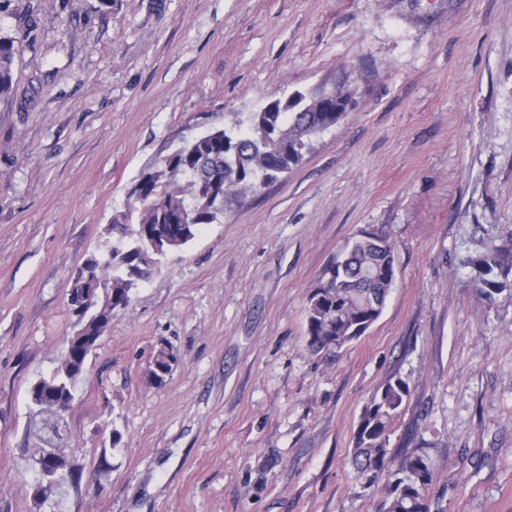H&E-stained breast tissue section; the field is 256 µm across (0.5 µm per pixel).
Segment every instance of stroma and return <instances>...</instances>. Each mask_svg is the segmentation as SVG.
Instances as JSON below:
<instances>
[{"instance_id": "obj_1", "label": "stroma", "mask_w": 512, "mask_h": 512, "mask_svg": "<svg viewBox=\"0 0 512 512\" xmlns=\"http://www.w3.org/2000/svg\"><path fill=\"white\" fill-rule=\"evenodd\" d=\"M31 17L0 98V512H375L354 434L398 378L391 446L430 458L431 512H512V287L482 299L463 265L512 248V0H0L1 24ZM339 84L357 104L302 163L226 200L114 312L68 418L79 482L36 503L28 386L127 189L183 141ZM362 232L391 238L396 284L364 336L312 354L307 296Z\"/></svg>"}]
</instances>
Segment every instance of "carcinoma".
<instances>
[{
    "label": "carcinoma",
    "instance_id": "cac0c4a2",
    "mask_svg": "<svg viewBox=\"0 0 512 512\" xmlns=\"http://www.w3.org/2000/svg\"><path fill=\"white\" fill-rule=\"evenodd\" d=\"M33 44L31 32L6 31L0 25V97L14 90V62ZM301 111H288L280 100L272 107L250 113L236 130L220 129L188 144L170 170L138 184L139 195L112 212L107 237L112 252L90 259L98 280L112 286V304L127 307L131 291L150 274L161 254L153 240L166 237L179 248L207 224L224 214L221 198L256 191L279 180L298 166L314 138L339 123L334 112L316 111V101L304 99ZM475 288L486 299L504 289L512 277V252L491 246L475 266ZM396 276L394 248L384 233H363L352 238L324 269L306 300V343L319 354L339 350L359 339L379 319ZM90 348L71 344L60 364L31 382L37 395L30 399L31 416L23 455L34 470L45 502L67 484H76L67 455L52 465L37 463L46 451L45 439L34 431L44 417L45 403L73 404L77 374ZM409 395L402 379L389 381L365 407L354 437L353 465L359 484L380 497L378 512H430L425 495L433 473L426 455L398 453L390 448L393 423Z\"/></svg>",
    "mask_w": 512,
    "mask_h": 512
}]
</instances>
